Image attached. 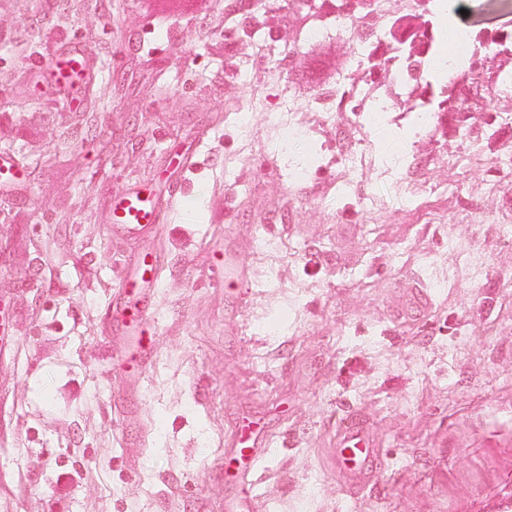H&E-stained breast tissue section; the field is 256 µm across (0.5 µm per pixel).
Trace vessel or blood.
<instances>
[{
	"mask_svg": "<svg viewBox=\"0 0 512 512\" xmlns=\"http://www.w3.org/2000/svg\"><path fill=\"white\" fill-rule=\"evenodd\" d=\"M86 73V58L81 49L67 48L56 57L51 84L55 87H78ZM24 174L13 156L0 154V192L13 193ZM169 208L150 188L141 187L114 197L103 216L110 231L141 237L165 223ZM160 257L156 252L143 253L130 267L120 297L113 302L106 318L107 334L115 341V361L125 382L118 402L126 418H134L141 406L146 372L156 354L153 331V300L158 287ZM360 425L353 419L341 424L336 466L347 476L361 473L373 456Z\"/></svg>",
	"mask_w": 512,
	"mask_h": 512,
	"instance_id": "obj_1",
	"label": "vessel or blood"
}]
</instances>
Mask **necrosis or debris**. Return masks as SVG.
<instances>
[{"instance_id":"necrosis-or-debris-1","label":"necrosis or debris","mask_w":512,"mask_h":512,"mask_svg":"<svg viewBox=\"0 0 512 512\" xmlns=\"http://www.w3.org/2000/svg\"><path fill=\"white\" fill-rule=\"evenodd\" d=\"M416 15L424 17L425 28L419 34L420 50L411 56L398 42L393 22ZM311 35L346 37L354 51L352 68L338 75L334 88L318 91L309 104L324 121L347 118L365 127L392 111L396 99L406 95L413 85L426 84L427 93L409 111L407 129L398 134L404 142L432 129L439 110V89L473 70L479 59L512 48L511 31L471 33L458 23L444 0H373L368 9L332 11L317 23ZM370 63L388 73L386 88L373 87L360 79V72Z\"/></svg>"}]
</instances>
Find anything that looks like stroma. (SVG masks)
Masks as SVG:
<instances>
[{"label": "stroma", "mask_w": 512, "mask_h": 512, "mask_svg": "<svg viewBox=\"0 0 512 512\" xmlns=\"http://www.w3.org/2000/svg\"><path fill=\"white\" fill-rule=\"evenodd\" d=\"M236 4L0 0V153L26 175L0 196L10 512H224L241 490L259 512H512V173L496 165L512 127H496L493 85L464 75L466 122L451 107L391 142L409 153L408 201L368 163L345 194L341 151L382 153L405 112L322 125L308 102L335 87L350 41H307L282 9L262 29L277 51L260 57ZM457 4L475 31L512 30V0ZM67 44L88 61L75 104L35 77ZM285 105L301 176L274 149ZM138 184L175 198L160 236L107 233L111 198ZM261 232L283 251H259ZM155 248L158 348L137 431L115 411L103 332L126 271ZM228 257L242 280L215 287ZM349 417L377 450L354 486L335 460ZM249 421L265 456L215 478Z\"/></svg>", "instance_id": "stroma-1"}]
</instances>
